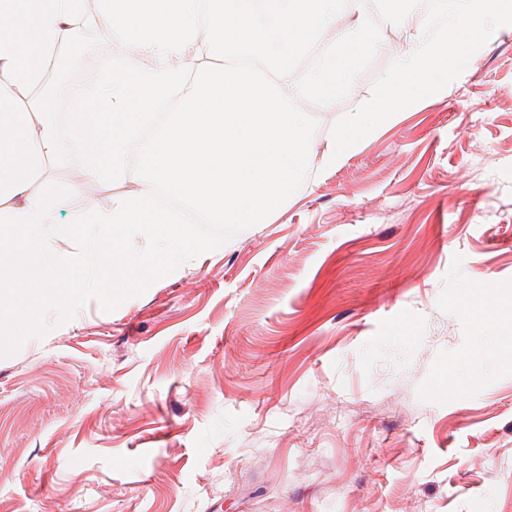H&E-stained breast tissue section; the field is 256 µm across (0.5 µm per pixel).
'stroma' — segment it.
<instances>
[{"label":"stroma","mask_w":512,"mask_h":512,"mask_svg":"<svg viewBox=\"0 0 512 512\" xmlns=\"http://www.w3.org/2000/svg\"><path fill=\"white\" fill-rule=\"evenodd\" d=\"M387 44L329 106L369 98ZM512 25L280 213L0 359V512H512Z\"/></svg>","instance_id":"35a3bbf8"}]
</instances>
